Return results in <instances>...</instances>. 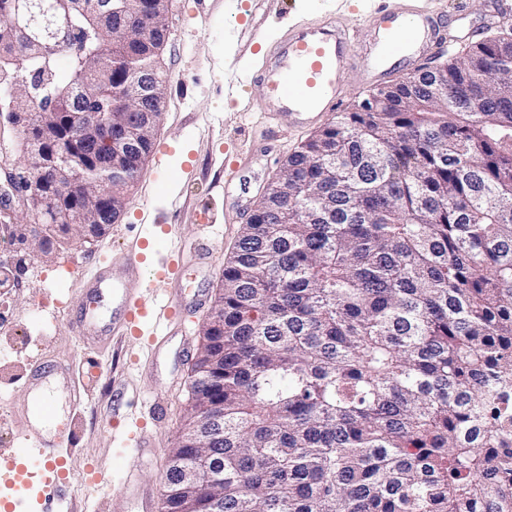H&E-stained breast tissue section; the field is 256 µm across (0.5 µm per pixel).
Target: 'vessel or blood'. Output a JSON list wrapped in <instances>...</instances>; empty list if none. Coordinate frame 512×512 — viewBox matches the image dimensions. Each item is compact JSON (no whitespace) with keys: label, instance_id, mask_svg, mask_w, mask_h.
Wrapping results in <instances>:
<instances>
[{"label":"vessel or blood","instance_id":"obj_1","mask_svg":"<svg viewBox=\"0 0 512 512\" xmlns=\"http://www.w3.org/2000/svg\"><path fill=\"white\" fill-rule=\"evenodd\" d=\"M371 28L364 67L372 85L414 73L419 59L444 47L447 41L443 23L413 10L392 11L381 2L371 16ZM354 48L351 28L327 25L301 29L267 53L255 81L290 125H310L340 105L343 74L351 64ZM150 285L135 249L122 251L116 261L87 273L86 300L71 324L82 346L91 347L113 330L125 335L140 331L145 306L134 289ZM106 292L112 296V308L105 318L98 301ZM62 394L74 406L85 396L83 387L73 383L66 368L40 364L32 369L26 384V427L0 476L16 487L17 512H25L27 507L20 479L33 471L40 476L37 512H71L68 480L60 471L65 456L62 444L71 435L70 422L58 413Z\"/></svg>","mask_w":512,"mask_h":512}]
</instances>
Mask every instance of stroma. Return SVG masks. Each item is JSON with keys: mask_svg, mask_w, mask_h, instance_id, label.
<instances>
[{"mask_svg": "<svg viewBox=\"0 0 512 512\" xmlns=\"http://www.w3.org/2000/svg\"><path fill=\"white\" fill-rule=\"evenodd\" d=\"M491 0H469L466 24L458 26L452 48L441 57L468 49L470 26L484 37L500 25H485ZM170 0L167 44L159 65L168 76L165 108L146 169L130 193L119 223L92 242L66 244L48 260L25 257L23 245L0 255L14 286L0 287V451L24 425L25 381L36 362L52 359L77 367L84 350L69 328L83 302L82 276L119 249L146 241L145 264L155 268L170 256L173 243L190 245L200 235L194 222L207 205L208 232L216 266L200 273L184 265L179 281L186 293L206 289L216 297L224 263L245 223L235 201L256 202L288 153L316 132L318 125L268 123L275 104L256 83L232 94L224 78L259 68L270 45L297 26L329 21L356 30L357 42L371 35L365 0ZM255 30L258 42L246 32ZM210 306L190 309L185 332L168 337L158 356L142 340L111 337L93 348L100 363L96 380L86 383L82 405L67 408L73 438L66 463L74 512H138L127 492L136 481L154 498L163 494L167 455L185 428L191 401L190 373L200 348V329ZM137 422L154 451L140 457L133 444L112 428L113 421Z\"/></svg>", "mask_w": 512, "mask_h": 512, "instance_id": "stroma-1", "label": "stroma"}]
</instances>
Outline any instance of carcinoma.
Returning a JSON list of instances; mask_svg holds the SVG:
<instances>
[{
    "mask_svg": "<svg viewBox=\"0 0 512 512\" xmlns=\"http://www.w3.org/2000/svg\"><path fill=\"white\" fill-rule=\"evenodd\" d=\"M0 0V40L20 65L0 70L34 119L20 130L40 157L78 131L89 101L117 120L130 78L161 87L159 51L113 41L91 12L46 54ZM128 29L164 0H128ZM68 60L59 77L57 58ZM494 71L495 80L485 74ZM448 98L437 96V88ZM153 141L92 168L62 197L103 223L141 177ZM55 171L23 162L21 185ZM242 227L222 292L202 326L193 410L164 479L163 512H512V41L479 39L462 55L346 112L288 156ZM43 254L79 243L81 226L41 229ZM202 460L195 482L176 462ZM224 470V484L209 474Z\"/></svg>",
    "mask_w": 512,
    "mask_h": 512,
    "instance_id": "obj_1",
    "label": "carcinoma"
}]
</instances>
